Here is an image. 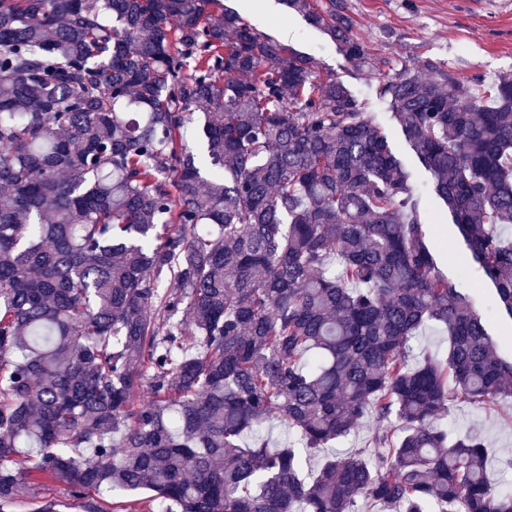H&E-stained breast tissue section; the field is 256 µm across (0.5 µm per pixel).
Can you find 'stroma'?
<instances>
[{
	"label": "stroma",
	"mask_w": 512,
	"mask_h": 512,
	"mask_svg": "<svg viewBox=\"0 0 512 512\" xmlns=\"http://www.w3.org/2000/svg\"><path fill=\"white\" fill-rule=\"evenodd\" d=\"M221 2L259 32L317 58L322 73L341 80L383 126L388 120L378 87L402 67L429 60L464 82L485 85L512 74V10L489 0H336L337 13L350 21L353 35L367 48L371 64L365 68L280 0ZM439 424L452 433L478 432L492 450L491 482L512 492V397L491 408L455 403Z\"/></svg>",
	"instance_id": "obj_1"
}]
</instances>
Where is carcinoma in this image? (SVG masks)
<instances>
[{
	"label": "carcinoma",
	"instance_id": "obj_1",
	"mask_svg": "<svg viewBox=\"0 0 512 512\" xmlns=\"http://www.w3.org/2000/svg\"><path fill=\"white\" fill-rule=\"evenodd\" d=\"M283 3L368 60L334 0ZM379 97L493 314L316 58L220 0H0V512H61L22 501L50 480L81 512H512L484 440L436 425L512 396V78L424 61ZM433 324L447 357L412 360ZM365 418L385 453L304 472ZM445 249L442 252V259L439 261V267L444 272V274L448 275V278L456 283L457 285L462 283L463 280L469 283H476L479 279L478 273L471 267L466 271L461 272L455 271L453 269L448 268V264L443 259L448 255V252H453L456 245V238L448 227L447 238L444 241Z\"/></svg>",
	"mask_w": 512,
	"mask_h": 512
}]
</instances>
